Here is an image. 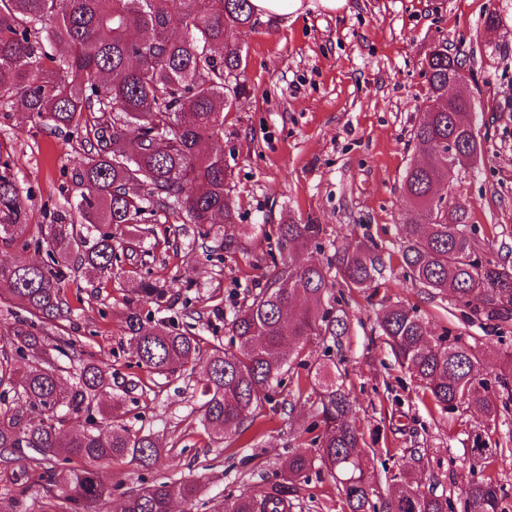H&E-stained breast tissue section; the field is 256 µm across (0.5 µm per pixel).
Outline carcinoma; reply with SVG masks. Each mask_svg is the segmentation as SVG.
<instances>
[{"label": "carcinoma", "mask_w": 512, "mask_h": 512, "mask_svg": "<svg viewBox=\"0 0 512 512\" xmlns=\"http://www.w3.org/2000/svg\"><path fill=\"white\" fill-rule=\"evenodd\" d=\"M250 0H0V93L21 97L25 110L57 129H80L86 112H98L94 140L76 177L85 186L80 224H50L48 261L0 267L9 300L34 315L6 335L14 352L0 355V456L33 452L38 482L66 492L71 512H97L112 495L106 469L127 459L150 467L164 452L150 435L131 433L117 422L121 402L93 415V402L112 388V372L82 360L73 383L63 387L64 368L46 349L44 325L67 318L60 297L62 267L95 276L111 273L118 254L133 258L132 233L118 241L112 229L138 223L146 209H182L193 224H232L236 211L228 189L231 172L221 154L201 144L224 133V113L245 94L235 80L243 58L234 34L251 27ZM463 50L435 45L422 71L430 87L426 118L413 129L423 157L406 170L405 212L398 224L399 255L406 277L422 288L451 293L466 318L485 317L506 327L512 319V267L480 256L475 225L465 204L436 188L453 181L448 144L460 152L458 166L474 165L481 153L470 99L448 97V74L465 79ZM17 186L0 177V240L26 236ZM274 270L266 288L234 314L228 346L207 354L195 336L145 322L139 304L157 303L164 289L139 281L138 300L127 306L125 334L137 364L159 376L190 371L203 382L204 425L221 440L254 417L284 378L308 383L318 398L317 420L303 429L304 445L288 455L274 479L259 490L224 498V512H288L291 497L319 468L336 483L345 512H448L450 497L413 488L401 473L397 496L372 501L362 456L363 432L351 419L344 377L306 359L315 336L341 349L349 331L343 289L373 288L381 275L374 240L336 250L323 266L293 264L294 255L321 234L318 224H279L271 229ZM336 269L340 280L329 279ZM340 291H334V288ZM379 337L441 410L463 407L486 426L472 438V459L495 458L502 441L491 425L512 413V355L494 382H480L485 352L461 336L434 334L415 307L395 304L379 321ZM307 371L301 380L297 369ZM25 399L38 423L25 424L6 395ZM58 462L45 468V461ZM191 481L142 485L125 493L123 512H172L176 500L192 502ZM464 512H502V488L490 476L462 489Z\"/></svg>", "instance_id": "cac0c4a2"}]
</instances>
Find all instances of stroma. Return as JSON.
<instances>
[{
    "instance_id": "35a3bbf8",
    "label": "stroma",
    "mask_w": 512,
    "mask_h": 512,
    "mask_svg": "<svg viewBox=\"0 0 512 512\" xmlns=\"http://www.w3.org/2000/svg\"><path fill=\"white\" fill-rule=\"evenodd\" d=\"M491 12L498 24L489 30ZM239 40L237 79L246 93L225 113L222 137L209 143L232 172L235 223L208 229L181 211L146 212L137 260L115 262L105 278L68 272L62 297L71 313L48 329V347L74 343L78 356L109 368L126 425L153 434L165 449L147 471L113 464L120 487L100 512H121L125 491L142 483L180 480L197 482L201 492L176 512H224L226 496L257 489L300 446L317 404L298 397L293 384L277 388L246 432L217 441L200 422L201 383L139 368L124 334L127 303L147 276L167 295L161 305H144V316L200 336L203 350L227 345L234 310L269 283L265 229L291 221L322 227L297 256L300 265L368 240L383 249L379 285L348 295L349 333L331 356L347 373L353 412L372 449L367 470L375 494L392 493V475L408 471L419 491L450 493L457 504L461 488L488 473L504 489L503 512H512V463L486 468L464 452L480 416L448 414L424 401L376 330L384 306L402 303L417 307L434 333L494 347L484 377L498 372L500 353L512 352V330L498 339L493 322L464 320L451 295L429 293L406 277L396 235L402 178L422 155L413 138L429 94L421 62L444 41L468 54L465 89L482 141L481 161L458 172L451 193L468 207L485 256L512 266V0H348L336 11L316 4L293 20L254 19ZM88 139L86 131L61 132L31 119L19 97H0V176L20 191L28 238L59 218L78 221L84 187L76 171ZM415 449L422 462L413 460ZM21 487V512H68L61 490L49 494L36 484L27 458L0 462V495ZM290 512H342V501L327 475L313 472Z\"/></svg>"
}]
</instances>
